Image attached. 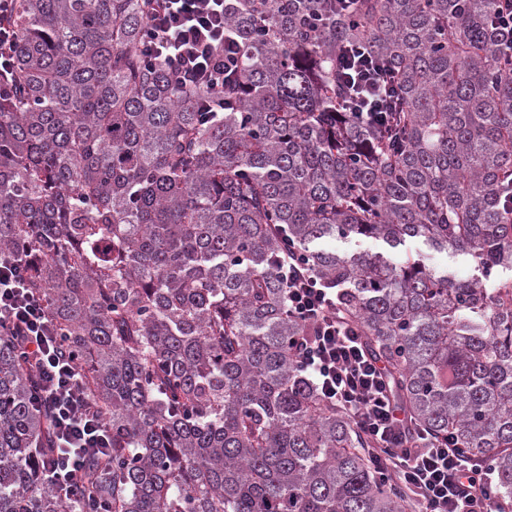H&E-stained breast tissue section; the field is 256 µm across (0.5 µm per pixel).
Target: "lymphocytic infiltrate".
Instances as JSON below:
<instances>
[{
  "label": "lymphocytic infiltrate",
  "instance_id": "f902f5d3",
  "mask_svg": "<svg viewBox=\"0 0 512 512\" xmlns=\"http://www.w3.org/2000/svg\"><path fill=\"white\" fill-rule=\"evenodd\" d=\"M17 2L0 0V97L13 76ZM140 52L145 62H169L186 86L230 78L237 52L224 40V0H151ZM344 68L350 109L357 116H380L399 105V87L386 65L361 51L349 56ZM277 275L287 290L289 316L317 327L296 347L297 364L324 403L367 438L377 473L397 480L416 512H498L490 470L464 455L456 437L434 436L407 417L384 366L339 309L335 289L311 273L305 256L288 250ZM0 326L29 357L34 401L53 427L55 453L41 467L60 498L68 499L84 476L86 459L110 448L112 428L93 409L41 296L28 286L25 266L12 259L0 260Z\"/></svg>",
  "mask_w": 512,
  "mask_h": 512
}]
</instances>
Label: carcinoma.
Instances as JSON below:
<instances>
[{"label":"carcinoma","mask_w":512,"mask_h":512,"mask_svg":"<svg viewBox=\"0 0 512 512\" xmlns=\"http://www.w3.org/2000/svg\"><path fill=\"white\" fill-rule=\"evenodd\" d=\"M148 0H21L0 99V254L27 266L112 448L108 512H408L302 379L276 263L342 295L420 427L492 465L512 512V55L495 0H224L241 66L181 89L139 44ZM348 46L387 63L388 127L343 109ZM224 110L202 112L206 103ZM419 241L349 254L323 241ZM32 372L0 333V512H68ZM407 247L411 251L420 250L426 256V263L437 269H447L448 271H454L457 274L466 276H480L479 272L474 268V264L471 259L463 255H450L445 252L437 253L429 250L426 246L420 242H408Z\"/></svg>","instance_id":"carcinoma-1"}]
</instances>
